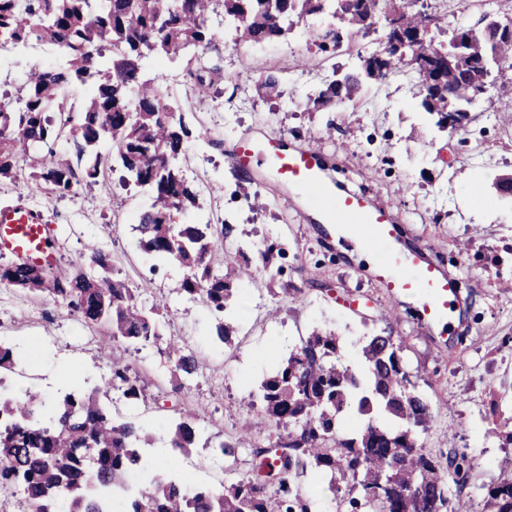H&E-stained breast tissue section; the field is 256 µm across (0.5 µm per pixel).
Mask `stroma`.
Returning <instances> with one entry per match:
<instances>
[{
    "label": "stroma",
    "instance_id": "35a3bbf8",
    "mask_svg": "<svg viewBox=\"0 0 512 512\" xmlns=\"http://www.w3.org/2000/svg\"><path fill=\"white\" fill-rule=\"evenodd\" d=\"M247 55L258 70L241 69L231 46L213 39L206 57L222 79L203 99L192 91L195 80L186 64L165 65L164 98L175 117L193 129L211 127L221 138L217 144H190L182 161L185 178L207 186L200 196L203 212L238 225L251 239L274 236L287 244L282 278L296 293L275 296L265 282L247 284L238 299L248 312L238 317L231 344L214 340V315L181 293L183 269L151 266L139 248L136 226L145 199L136 189L122 188L118 173L76 196L50 195L27 178L0 184V208L24 204L40 210L56 227L58 265L82 262L87 244H95L111 253L115 275L136 288L142 303L164 301L165 335L203 361V373L178 385L152 344L125 355L131 375L144 384L143 398L129 405L117 392L108 397L122 418L161 432L175 413H196V443L178 459L191 488L210 486L218 474L234 482L250 472L254 449L275 444V428L250 433L247 405L301 340L316 330L335 332L343 363L356 369L366 338L386 331L402 347L411 382L431 404L420 444L442 462L450 453L466 454L470 469L460 497L469 512H487L489 490L512 469V445L499 436L503 426L512 427V202L490 194L496 177L512 174V141L492 115L497 96L512 91V70L479 102L478 119L450 135L423 118L409 86L396 80L380 90L363 86L362 96L377 98L374 113L352 101L330 114L315 110L307 96L322 77L334 67L360 72L361 63L339 53L305 66L309 51L303 34L250 46ZM64 58L62 51L46 47L8 59L0 65V92L21 89L29 68ZM263 73L281 77V97L258 91ZM330 118L336 132L328 137ZM246 133L318 144L339 161L352 189H374L400 218L407 244L428 249L464 281L451 326L423 323L410 299L391 302L365 262L342 252L320 225L305 223L290 203L288 187L272 186L260 172L242 177L229 150ZM254 194L269 198L270 207L254 210ZM91 333L62 300L0 285V339L14 347L18 368L39 380L42 395L59 398L78 387H103L109 370L97 358ZM221 442L233 445L234 454H221ZM297 482L312 512H343L347 490L332 491L328 478L307 473Z\"/></svg>",
    "mask_w": 512,
    "mask_h": 512
}]
</instances>
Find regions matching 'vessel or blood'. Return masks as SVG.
I'll return each instance as SVG.
<instances>
[{"instance_id":"vessel-or-blood-1","label":"vessel or blood","mask_w":512,"mask_h":512,"mask_svg":"<svg viewBox=\"0 0 512 512\" xmlns=\"http://www.w3.org/2000/svg\"><path fill=\"white\" fill-rule=\"evenodd\" d=\"M242 174L264 169L274 181L293 188L317 207L329 230L383 253L371 274L396 299L412 297L417 315L428 324L449 322L459 301L456 278L423 251L408 248L395 215L376 194L342 185L329 173L316 146L287 138L241 137L232 152ZM55 227L25 206L0 209V252L24 264L55 265Z\"/></svg>"}]
</instances>
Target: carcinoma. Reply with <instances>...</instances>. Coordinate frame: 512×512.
Instances as JSON below:
<instances>
[{
    "instance_id": "carcinoma-1",
    "label": "carcinoma",
    "mask_w": 512,
    "mask_h": 512,
    "mask_svg": "<svg viewBox=\"0 0 512 512\" xmlns=\"http://www.w3.org/2000/svg\"><path fill=\"white\" fill-rule=\"evenodd\" d=\"M484 7L479 24L462 15H438L410 0H0V48L35 41L66 55L64 65L30 70L13 96L0 94V182L19 177L17 158L31 161L29 177L54 194L77 195L97 182L104 170H122L121 185L147 190L138 229L140 247L157 262L189 269L181 292L217 315L218 341L231 342L236 328L224 320L236 282L256 275L272 278L285 253L277 240L256 246V268L224 267V245L237 242L234 226L178 224L174 214L199 208V192L182 175L180 160L191 140L212 144L211 130L197 132L174 118L163 102L162 73L141 76L159 53L170 58L192 50L196 93L207 95L220 70L208 68L205 51L213 39L208 20H233L236 46L287 36L312 16L323 18L309 30L308 46L334 54L343 44L385 27L383 49L361 57L362 72L379 86L400 74L414 76L413 97L435 125L453 135L470 117L475 103L495 82V73L512 68V13ZM332 20H327V17ZM81 87L87 98L75 114L61 109L63 94ZM258 87L281 97V80L262 75ZM361 80L334 72L312 103L326 112L353 99ZM69 143L77 163L56 154L58 141ZM108 141L112 155H103ZM89 275L80 265L49 273L37 265L0 264V284L31 294L60 298L85 324L103 328L109 340L99 358L110 367L105 386L131 403L142 394L128 373L122 353L156 344L164 333L163 304L147 308L135 289L112 277V255L87 246ZM401 347L393 336H369L362 348L363 377L341 363V345L333 332L315 331L261 384V408L254 427L281 431L276 446L256 448L252 473L221 491H188L174 479H158L148 491L131 489L140 449L157 441L133 420L117 419L94 394L71 391L53 406L38 392L0 393V487L23 491L30 512H308L295 484L297 475H331L360 490L348 500L350 512H443L451 486L466 479L465 456L442 467L418 442L417 428L431 418L427 400L414 391ZM180 385L204 365L173 342L162 350ZM366 417L353 436L342 430L346 413ZM196 440L195 417L179 414L167 435L168 447L186 453ZM490 512H512V471L489 490Z\"/></svg>"
}]
</instances>
